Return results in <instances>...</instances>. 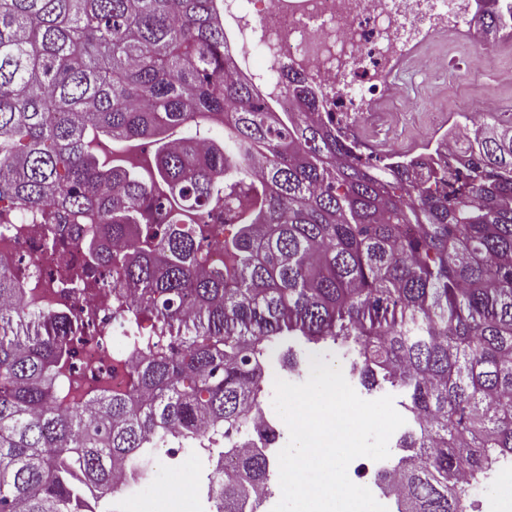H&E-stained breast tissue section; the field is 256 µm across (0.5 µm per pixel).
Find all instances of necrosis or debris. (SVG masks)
Instances as JSON below:
<instances>
[{"instance_id": "necrosis-or-debris-1", "label": "necrosis or debris", "mask_w": 512, "mask_h": 512, "mask_svg": "<svg viewBox=\"0 0 512 512\" xmlns=\"http://www.w3.org/2000/svg\"><path fill=\"white\" fill-rule=\"evenodd\" d=\"M468 9L467 0H224V34L233 48L244 49L240 65L265 101L292 109L285 94L289 75L311 78L331 101L324 121L368 156L380 130L399 118L386 109L395 64L406 59L433 67L422 34L455 42ZM21 223L0 215V269L20 274L27 305L49 315L71 353L60 407L125 390L137 356L130 337L151 336L161 348L180 349L178 332L159 329L153 319L132 313L113 322L110 286L89 292L70 281L61 260H85L86 233L53 224L33 237L20 232ZM352 465L354 483L394 508L386 484L397 463L360 457Z\"/></svg>"}]
</instances>
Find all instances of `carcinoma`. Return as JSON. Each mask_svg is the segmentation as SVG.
Listing matches in <instances>:
<instances>
[{"label": "carcinoma", "instance_id": "cac0c4a2", "mask_svg": "<svg viewBox=\"0 0 512 512\" xmlns=\"http://www.w3.org/2000/svg\"><path fill=\"white\" fill-rule=\"evenodd\" d=\"M486 31L512 0H478ZM274 112L234 65L221 0H0V202L29 224H96L89 262L110 267L180 352L151 336L128 393L55 407L66 353L50 333L0 336V512H78L115 492L126 460L171 439L238 432L286 338L349 359L366 394L391 388L414 422L390 489L399 512H462L477 469L512 454V123L490 120L448 183L410 159L362 158L320 120L325 98L288 77ZM224 127V142L200 127ZM105 140L153 150L116 160ZM224 220V239L215 222ZM222 245L224 262L200 269ZM44 320L0 271V326ZM272 462L239 469L261 493ZM210 477L214 512L242 497Z\"/></svg>", "mask_w": 512, "mask_h": 512}]
</instances>
